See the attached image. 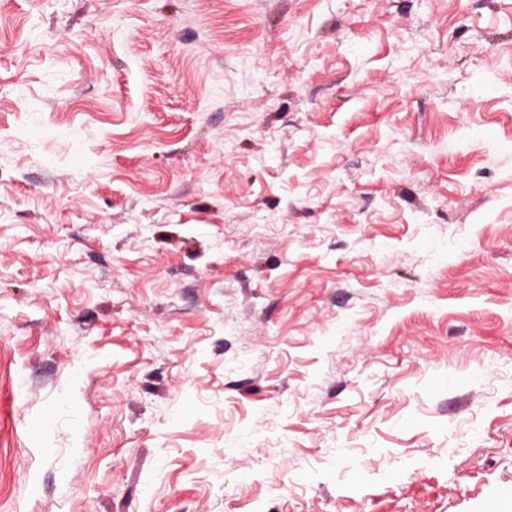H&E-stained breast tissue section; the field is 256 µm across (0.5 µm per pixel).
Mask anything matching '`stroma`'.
Instances as JSON below:
<instances>
[{
  "instance_id": "35a3bbf8",
  "label": "stroma",
  "mask_w": 512,
  "mask_h": 512,
  "mask_svg": "<svg viewBox=\"0 0 512 512\" xmlns=\"http://www.w3.org/2000/svg\"><path fill=\"white\" fill-rule=\"evenodd\" d=\"M506 491L512 0H0V512Z\"/></svg>"
}]
</instances>
